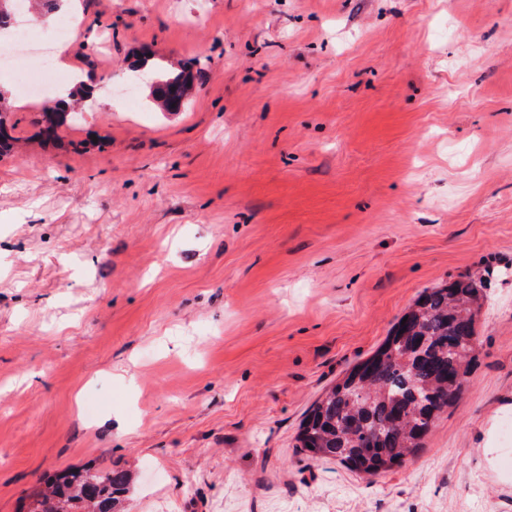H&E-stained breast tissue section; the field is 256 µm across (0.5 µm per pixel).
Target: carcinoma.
I'll list each match as a JSON object with an SVG mask.
<instances>
[{"label":"carcinoma","mask_w":512,"mask_h":512,"mask_svg":"<svg viewBox=\"0 0 512 512\" xmlns=\"http://www.w3.org/2000/svg\"><path fill=\"white\" fill-rule=\"evenodd\" d=\"M0 0V31L13 21V4ZM191 69L158 76L152 96L188 95ZM72 111L57 100L45 107V132L55 135ZM485 280L468 274L425 289L382 346L355 365L313 404L300 425L298 447L313 461L336 460L376 477L422 446L435 419L456 403L474 359L476 321ZM133 482L125 469L64 470L27 496L26 512H125Z\"/></svg>","instance_id":"obj_1"}]
</instances>
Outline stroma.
Returning a JSON list of instances; mask_svg holds the SVG:
<instances>
[{
	"label": "stroma",
	"instance_id": "stroma-1",
	"mask_svg": "<svg viewBox=\"0 0 512 512\" xmlns=\"http://www.w3.org/2000/svg\"><path fill=\"white\" fill-rule=\"evenodd\" d=\"M109 83L0 156V512L135 469L126 512H512V0H77ZM197 60L182 111L154 72ZM487 279L462 399L384 475L297 446L427 288Z\"/></svg>",
	"mask_w": 512,
	"mask_h": 512
}]
</instances>
